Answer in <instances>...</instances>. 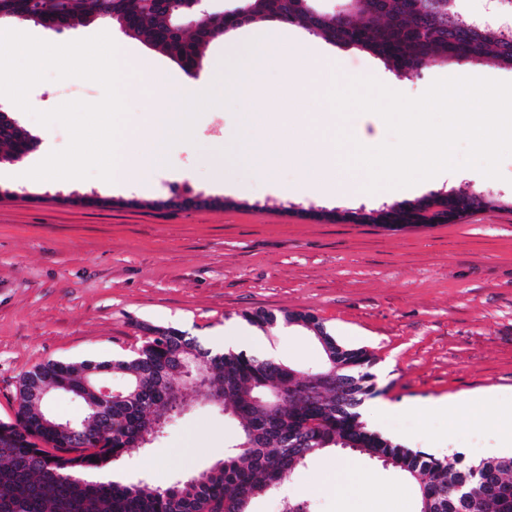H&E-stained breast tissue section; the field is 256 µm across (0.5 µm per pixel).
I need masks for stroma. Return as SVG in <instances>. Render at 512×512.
Here are the masks:
<instances>
[{
  "label": "stroma",
  "instance_id": "35a3bbf8",
  "mask_svg": "<svg viewBox=\"0 0 512 512\" xmlns=\"http://www.w3.org/2000/svg\"><path fill=\"white\" fill-rule=\"evenodd\" d=\"M237 28L210 42L205 63L185 72L162 51L115 33L121 53L158 63L185 94L208 87L207 62L236 59ZM339 79L387 74L377 57L333 47ZM479 76L512 81V70L486 62L437 60L402 78L421 95L438 78ZM264 88L277 108L274 125L307 139L306 117L293 113L294 77L271 70ZM89 81L48 80L29 101L39 111L71 101H99ZM233 142L202 140L172 147V176L149 191L105 188L98 178L29 183L0 179V420L14 415L20 377L51 361H105L129 354L144 327L171 326L210 343L258 309L279 315L267 330L273 358L306 371L323 350L313 331L282 322L283 313L314 315L337 343L372 353L380 402L395 406L382 432L410 448L466 461L504 455L512 418V209L480 207L453 224L391 229L336 222L335 211L378 210L388 190L322 198L285 194L300 176L296 160L274 167L281 193L266 176L234 163ZM502 179L460 169L420 196L454 190L512 199V158ZM234 183L236 192L224 190ZM208 198L205 207H165L177 196ZM170 419L152 448L122 471L157 485L196 474L223 458L235 425L199 400ZM465 401L463 412L436 411V400ZM348 480L325 486L337 466ZM309 495L314 512H415L403 476L358 454L328 449L278 488L255 498L250 512H278L283 498Z\"/></svg>",
  "mask_w": 512,
  "mask_h": 512
}]
</instances>
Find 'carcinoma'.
Instances as JSON below:
<instances>
[{
	"label": "carcinoma",
	"mask_w": 512,
	"mask_h": 512,
	"mask_svg": "<svg viewBox=\"0 0 512 512\" xmlns=\"http://www.w3.org/2000/svg\"><path fill=\"white\" fill-rule=\"evenodd\" d=\"M249 22L276 20L300 25L334 45L381 59L398 76L418 74L441 58L460 65L493 62L512 69V33L472 24L457 0H352L348 24L302 0H248ZM112 24L166 53L181 68L201 65L202 49L219 25L203 23L173 33V18L149 0H0V20ZM448 216L484 204L452 190L378 210L355 213L359 222L413 224L428 220L435 205ZM244 317L260 328L278 317L257 310ZM324 351L321 379L311 385L300 371L279 361L240 352L214 353L173 327H150L132 355L110 361H48L19 379L14 417L0 421V512H249L251 500L277 487L297 467L326 448H340L387 463L413 487L416 512H512V455L465 463L459 454L436 457L408 448L367 426L359 407L376 394L372 355L336 343L313 315L292 312ZM208 361L218 371L224 402L202 400L236 422L224 459L166 485L145 480L90 481L87 471L119 464L146 447L159 432L171 391L184 383L186 364ZM126 377L121 397L101 409L94 370ZM54 385L85 405L77 438L66 421L35 405L30 376Z\"/></svg>",
	"instance_id": "carcinoma-1"
}]
</instances>
